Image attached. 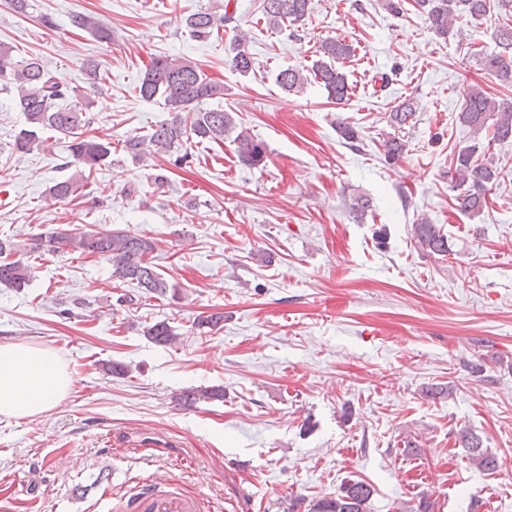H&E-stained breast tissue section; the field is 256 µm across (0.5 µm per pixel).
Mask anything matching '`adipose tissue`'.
Wrapping results in <instances>:
<instances>
[{"instance_id": "obj_1", "label": "adipose tissue", "mask_w": 512, "mask_h": 512, "mask_svg": "<svg viewBox=\"0 0 512 512\" xmlns=\"http://www.w3.org/2000/svg\"><path fill=\"white\" fill-rule=\"evenodd\" d=\"M72 378L49 351L26 345H0V415L42 414L69 391Z\"/></svg>"}]
</instances>
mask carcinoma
Returning a JSON list of instances; mask_svg holds the SVG:
<instances>
[{"label": "carcinoma", "mask_w": 512, "mask_h": 512, "mask_svg": "<svg viewBox=\"0 0 512 512\" xmlns=\"http://www.w3.org/2000/svg\"><path fill=\"white\" fill-rule=\"evenodd\" d=\"M489 0H417L418 6L427 15L431 30L446 37L460 16L479 19L487 13ZM312 0H263V15L268 24L290 31L296 36L299 24L308 16ZM75 28L90 33L98 42L111 44L112 28L100 23L90 14H75L70 18ZM191 35L198 40H207L215 32L228 28L233 32L228 52L231 65L237 72L246 75L253 68V58L246 48L247 35L239 31L235 12L216 15L208 11H196L184 20ZM494 39L498 50L484 53L480 63L488 75L501 85L512 84V25L499 27ZM319 59L311 66V76L326 92L333 103H340L350 96L347 76L336 62L351 56L350 45L342 40H325L318 49ZM0 81L14 92V100L25 116L24 127L14 136L13 148L18 154H28L45 142L43 134L54 132L70 138L68 150L70 160L65 165L78 164L83 171L93 173L112 159V139L109 136L91 134L88 129L95 123L89 115L87 104L79 100L61 85L45 68L41 60L31 57L17 61L12 50L0 46ZM276 82L286 94H298L308 82L303 69L286 67L278 71ZM139 97L145 100H163L168 120L151 129L148 139L139 136L123 140L122 151L133 161L146 157L145 143L158 150L182 149L175 164H186L191 153L188 143L222 142L232 138L239 161L253 169L265 166L267 147L265 143L238 123L231 112L221 109H204L202 105L224 95V86L208 79L197 65L185 59L156 57L147 65L138 85ZM415 107L405 101L390 114L392 125L402 129L413 122ZM458 123L471 132L474 144L458 150L453 158L454 171L450 173L451 189L458 209L470 216L480 213L487 204L488 187L499 178L498 167L493 158L479 161L475 154L480 142L489 138L503 141L512 138V101H497L478 86L465 90ZM80 189L74 177L61 179L53 184L50 193L59 200L74 197ZM414 238L419 248L430 256L445 257L450 252L448 236L441 226L423 222L414 225ZM30 253H55L68 248L82 255L99 256L112 266V277L136 288V293L126 295L132 303L142 295L165 296L177 293L178 285L161 277L156 271L152 253L157 250L154 239L124 230L95 229L90 225L54 228L35 234L27 243ZM18 252L12 238L0 237V286L23 288L32 277V267L11 256ZM145 336L154 344L166 346L174 343L177 334L164 321L146 327ZM224 392L219 388H200L177 397L178 403L191 406L209 399L220 400ZM458 446L464 448L470 461L480 470L492 472L497 467L496 457L488 452L482 437L468 427L455 432ZM372 486L366 481L351 480L343 484L334 496H326L312 502L309 512H370Z\"/></svg>", "instance_id": "obj_1"}]
</instances>
